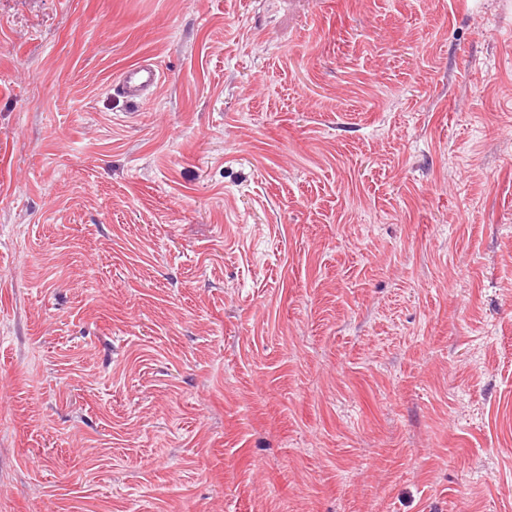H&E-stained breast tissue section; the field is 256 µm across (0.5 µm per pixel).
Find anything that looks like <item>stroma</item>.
<instances>
[{
  "mask_svg": "<svg viewBox=\"0 0 512 512\" xmlns=\"http://www.w3.org/2000/svg\"><path fill=\"white\" fill-rule=\"evenodd\" d=\"M0 512H512V0H0ZM160 78L161 73L155 63L139 62L121 73L118 90L130 100H141L158 85Z\"/></svg>",
  "mask_w": 512,
  "mask_h": 512,
  "instance_id": "1",
  "label": "stroma"
}]
</instances>
